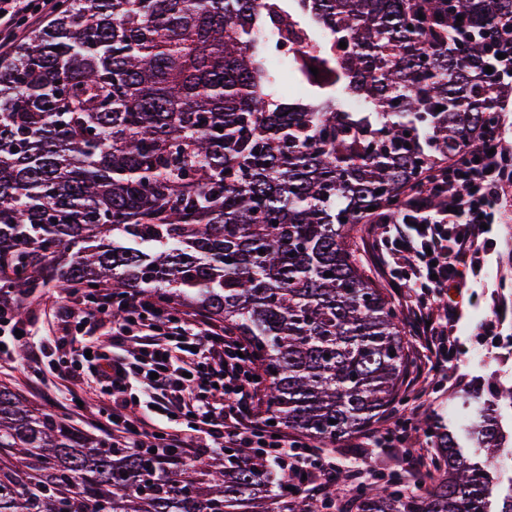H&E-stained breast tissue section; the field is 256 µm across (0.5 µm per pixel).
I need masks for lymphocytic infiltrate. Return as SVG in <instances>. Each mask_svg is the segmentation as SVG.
<instances>
[{
  "label": "lymphocytic infiltrate",
  "instance_id": "1",
  "mask_svg": "<svg viewBox=\"0 0 512 512\" xmlns=\"http://www.w3.org/2000/svg\"><path fill=\"white\" fill-rule=\"evenodd\" d=\"M53 8L52 0H0V54L23 25ZM449 182L462 183L464 192L437 196ZM511 193L512 148L498 128L461 161L431 173L400 212L368 219L382 229L373 253L389 286L404 295L411 332L426 343L435 369L454 368L446 344L460 305L455 300L437 311L432 300L462 294L469 278L481 275L491 253L487 227ZM20 305L16 298L0 302V362L19 361L37 374L51 368L74 401L85 378H93L101 402L97 424L113 445L174 448L193 462L227 448H254L319 512H350L340 482L360 479V468L341 475L302 437L271 434L259 411L256 360L233 329L137 291L116 299L103 288L89 303L80 288L60 289L52 302L56 329L47 334L15 318ZM101 328L111 342L106 350L87 339Z\"/></svg>",
  "mask_w": 512,
  "mask_h": 512
}]
</instances>
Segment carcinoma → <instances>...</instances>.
Instances as JSON below:
<instances>
[{
  "label": "carcinoma",
  "instance_id": "carcinoma-1",
  "mask_svg": "<svg viewBox=\"0 0 512 512\" xmlns=\"http://www.w3.org/2000/svg\"><path fill=\"white\" fill-rule=\"evenodd\" d=\"M509 23L512 0H63L0 57V298L95 284L204 312L247 339L275 426L353 435L403 402L409 357L351 232L495 126L485 70ZM501 399L419 426L427 491L363 485L358 512H512L489 472ZM0 449V512H267L281 495L245 448L164 463L2 383Z\"/></svg>",
  "mask_w": 512,
  "mask_h": 512
}]
</instances>
